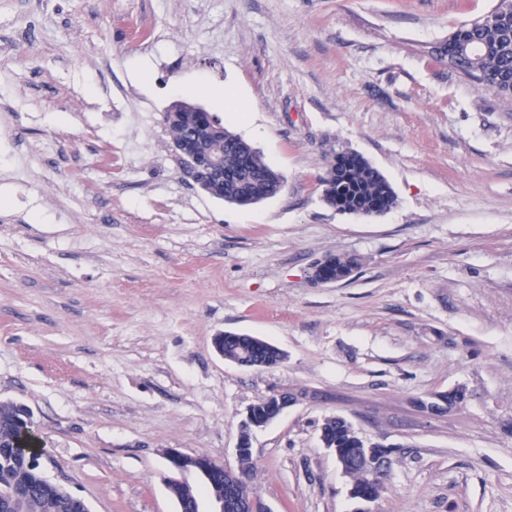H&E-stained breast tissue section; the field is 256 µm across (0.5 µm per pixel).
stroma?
I'll use <instances>...</instances> for the list:
<instances>
[{
  "mask_svg": "<svg viewBox=\"0 0 512 512\" xmlns=\"http://www.w3.org/2000/svg\"><path fill=\"white\" fill-rule=\"evenodd\" d=\"M498 0H0V401L92 512H179L163 452L235 465L246 408L271 512H357L323 448H391L373 512H512V103L424 55ZM283 175L250 207L186 181L163 114H223ZM398 204L327 206L330 147ZM329 254L362 264L317 285ZM286 355L255 370L212 338ZM463 386L431 418L417 400Z\"/></svg>",
  "mask_w": 512,
  "mask_h": 512,
  "instance_id": "1",
  "label": "stroma"
}]
</instances>
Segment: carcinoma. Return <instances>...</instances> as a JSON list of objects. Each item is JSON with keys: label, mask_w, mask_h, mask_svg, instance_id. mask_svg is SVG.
<instances>
[{"label": "carcinoma", "mask_w": 512, "mask_h": 512, "mask_svg": "<svg viewBox=\"0 0 512 512\" xmlns=\"http://www.w3.org/2000/svg\"><path fill=\"white\" fill-rule=\"evenodd\" d=\"M439 62L460 56V69L455 74L495 91L512 100V0H499L494 11L479 20L464 22L439 48L430 50ZM169 136L187 134L191 148L205 153H224V183H215L200 168L187 167L176 157L182 172L208 195L227 203L249 206L276 196L283 186L281 174L260 151L225 126L215 127L202 112L183 108L164 114ZM323 200L343 213L367 216L375 208L387 212L397 204V197L386 178L363 156H345L331 152L325 175L321 178ZM329 269L336 277L352 274L360 267L355 255H328ZM225 354L264 364L279 358L276 347L268 342L242 344L237 339L224 341ZM325 432L330 445L338 448L344 473L354 489L366 484L365 448L353 424L336 414L326 420ZM29 452L22 446L16 424L0 425V490L22 485L29 495L30 512H58L43 498L39 472L27 466Z\"/></svg>", "instance_id": "1"}]
</instances>
